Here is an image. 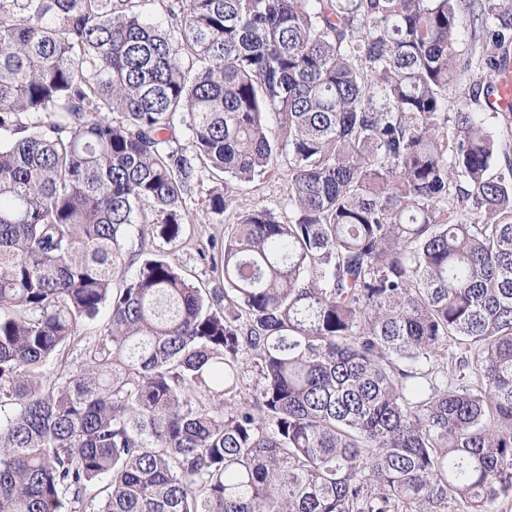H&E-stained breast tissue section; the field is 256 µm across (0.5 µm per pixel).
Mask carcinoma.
Returning <instances> with one entry per match:
<instances>
[{
	"instance_id": "cac0c4a2",
	"label": "carcinoma",
	"mask_w": 512,
	"mask_h": 512,
	"mask_svg": "<svg viewBox=\"0 0 512 512\" xmlns=\"http://www.w3.org/2000/svg\"><path fill=\"white\" fill-rule=\"evenodd\" d=\"M150 2L0 0V512H508L512 0ZM208 174L222 288L139 261ZM479 33H480V39L479 41H477L476 39V42H474V30L472 31V34H471V31L470 29H467L465 28V30L462 31L461 33V41L463 43L462 45V49L463 50H471V49H474L476 48V54L474 56V64L473 66L476 67L475 69V73L479 74H482L483 77L485 78V76H490L492 78H494V72L493 71H490L488 69V67L484 64V60H481V56H480V50L479 49V44L484 40H485V32L482 34L480 32V29L479 28H476V36L478 37L479 36ZM497 94L488 100L493 111H509L512 108V69L510 65L503 69L496 80ZM471 81H469V77H465L461 80V89H460V92L457 93V95L451 99H449V111L450 112H455L457 111L458 109H467V110H471L473 112H485L487 113L485 116L488 117H492L490 119H488V123L492 129V131H494L495 133L497 134H500L502 136V130H505V128L503 127V125L496 119V118H493V114L494 112L490 111L487 107H486V100L484 98V95L481 94L480 97L478 98L477 97V101H474V99L472 98V96H469L468 94V87H469V84H470ZM463 88H465L463 90ZM504 137V136H502ZM240 192L246 202L251 205L273 209L279 214L288 215L289 185L285 176L277 175L256 180L245 185Z\"/></svg>"
}]
</instances>
